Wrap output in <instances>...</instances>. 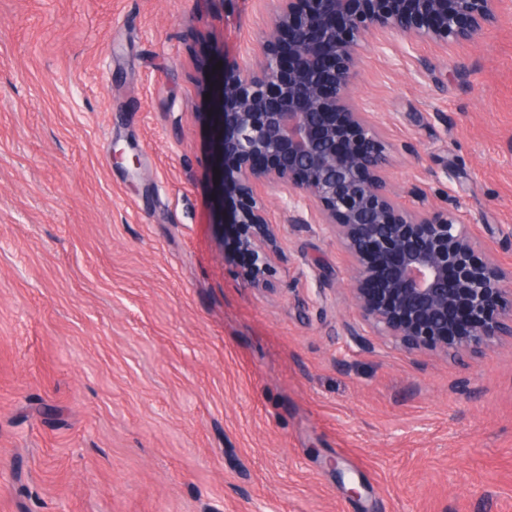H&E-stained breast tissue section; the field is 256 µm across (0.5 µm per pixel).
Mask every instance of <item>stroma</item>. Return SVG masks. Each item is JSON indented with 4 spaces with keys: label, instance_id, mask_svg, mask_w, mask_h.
<instances>
[{
    "label": "stroma",
    "instance_id": "stroma-1",
    "mask_svg": "<svg viewBox=\"0 0 512 512\" xmlns=\"http://www.w3.org/2000/svg\"><path fill=\"white\" fill-rule=\"evenodd\" d=\"M268 9L0 0V512H512L511 345L355 343L344 253L271 192L282 292L239 274L208 96ZM361 55L390 182L512 268V16Z\"/></svg>",
    "mask_w": 512,
    "mask_h": 512
}]
</instances>
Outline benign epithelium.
Masks as SVG:
<instances>
[{
	"instance_id": "1",
	"label": "benign epithelium",
	"mask_w": 512,
	"mask_h": 512,
	"mask_svg": "<svg viewBox=\"0 0 512 512\" xmlns=\"http://www.w3.org/2000/svg\"><path fill=\"white\" fill-rule=\"evenodd\" d=\"M254 59L221 77L216 139L240 275L278 292L277 225L323 224L350 260L361 324L412 354L463 356L512 342V270L468 231L469 215L408 207L385 176L387 144L355 98L356 53L375 34L439 46L479 41L509 0H274Z\"/></svg>"
}]
</instances>
